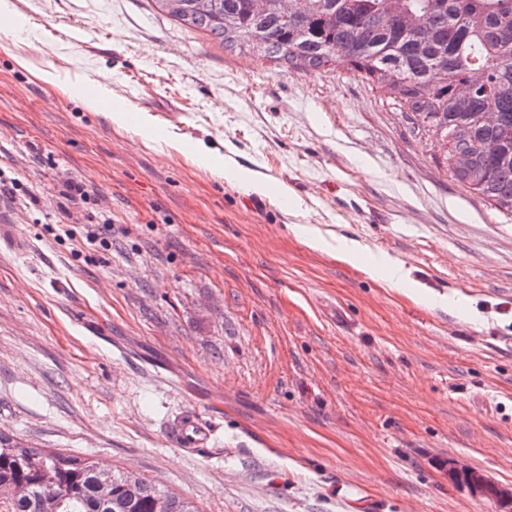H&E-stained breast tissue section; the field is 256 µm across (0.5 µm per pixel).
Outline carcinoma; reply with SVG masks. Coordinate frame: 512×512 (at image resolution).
<instances>
[{"mask_svg": "<svg viewBox=\"0 0 512 512\" xmlns=\"http://www.w3.org/2000/svg\"><path fill=\"white\" fill-rule=\"evenodd\" d=\"M161 12L229 49H247L276 65L320 71L345 59L384 89L418 129L449 144L456 180L512 213V0H309L307 13L258 11L254 0H154ZM464 79L462 106L451 90ZM495 95L496 118H484ZM95 461L35 448L0 432V512H152L164 487L113 471L103 501ZM24 482L29 493L8 498Z\"/></svg>", "mask_w": 512, "mask_h": 512, "instance_id": "obj_1", "label": "carcinoma"}]
</instances>
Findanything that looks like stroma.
I'll list each match as a JSON object with an SVG mask.
<instances>
[{"label": "stroma", "instance_id": "35a3bbf8", "mask_svg": "<svg viewBox=\"0 0 512 512\" xmlns=\"http://www.w3.org/2000/svg\"><path fill=\"white\" fill-rule=\"evenodd\" d=\"M0 2L20 19L0 33V170L21 182L0 198V431L201 512H501L448 465L512 489V213L444 142L347 62L288 70L154 0ZM99 83L98 112L65 92ZM200 145L267 193L199 167ZM71 180L89 199L58 237ZM101 212L112 245L86 250ZM308 221L356 259L308 250ZM190 411L212 433L194 453L169 438Z\"/></svg>", "mask_w": 512, "mask_h": 512}]
</instances>
